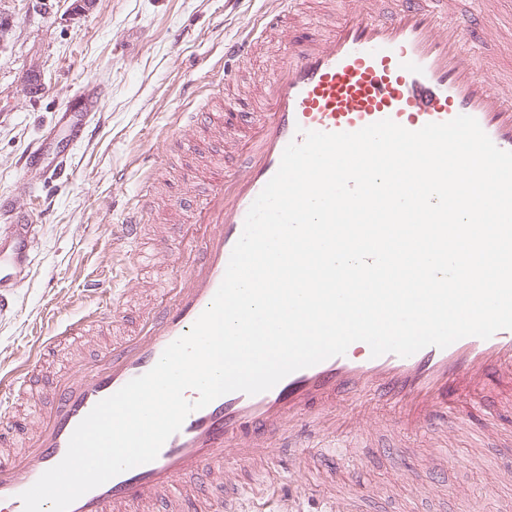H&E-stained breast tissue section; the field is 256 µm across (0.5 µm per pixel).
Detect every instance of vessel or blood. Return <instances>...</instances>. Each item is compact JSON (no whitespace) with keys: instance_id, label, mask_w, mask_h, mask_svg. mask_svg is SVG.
Segmentation results:
<instances>
[{"instance_id":"1","label":"vessel or blood","mask_w":512,"mask_h":512,"mask_svg":"<svg viewBox=\"0 0 512 512\" xmlns=\"http://www.w3.org/2000/svg\"><path fill=\"white\" fill-rule=\"evenodd\" d=\"M378 0H335L343 22L325 36L289 33L288 57L272 79L260 82V111L224 115V148L242 159L239 169L217 171L201 204L177 219L170 238L177 243L176 268L132 329L103 338L110 317L120 316L130 288L139 284L137 250L145 231V210L127 205L112 227V245L121 258L125 289L107 280L85 282L93 307L61 321L48 344L81 338L98 345L90 358L75 355L53 385L49 408L32 423L23 447L11 445L0 428V504L24 512L20 499L43 472L65 456L81 420L102 399L151 370L164 349L190 328L220 286L247 212L277 172L290 142L305 132H355L391 119L416 131L464 114L474 117L500 149L512 151V76L489 71L467 48L472 36L512 52V21L498 16L500 0H480L477 15L454 11L456 0H398L394 12L381 14ZM282 15L247 25L224 44L228 58L246 60L282 22ZM98 109L92 94H81L65 117L61 133L47 137L21 159L24 169L55 160L54 176L68 177L73 147L92 134L90 116ZM12 214L9 243L0 245V317L14 314L13 290L28 277L35 250V223H47L14 211L11 197L0 195V213ZM32 360L0 377V420L11 418L17 401L31 386ZM374 391L398 408L387 421L392 433L426 431L428 459L445 469L449 437L468 432L460 414L462 400L497 391L501 412L512 413V331L492 337L462 338L446 348L428 346L402 357H372L369 346L352 343L346 353L295 371L272 389L248 395L225 394L191 412L181 429L162 446L157 458L129 469L78 498L69 512H151L165 503L168 512H247L237 490L240 470L263 474L275 467L296 473L295 493L284 496L280 512H302L300 498L315 483L334 480L332 470L309 481L306 460L312 437L335 447L345 436L354 451L367 447L378 430L365 414L338 413V395ZM197 497L186 505L185 483ZM374 493L337 490L333 512H365Z\"/></svg>"}]
</instances>
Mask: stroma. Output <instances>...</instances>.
Here are the masks:
<instances>
[{
	"instance_id": "35a3bbf8",
	"label": "stroma",
	"mask_w": 512,
	"mask_h": 512,
	"mask_svg": "<svg viewBox=\"0 0 512 512\" xmlns=\"http://www.w3.org/2000/svg\"><path fill=\"white\" fill-rule=\"evenodd\" d=\"M77 0H0V19L10 24L0 46V193H13L18 180L46 185L52 223L42 225L31 277L18 288L16 313L0 321V375L11 371L49 335L62 318L78 315L90 301L81 284L108 270L112 226L124 205L144 203L149 234L139 250L140 278L161 284L170 264L151 261L153 235L172 225L170 203L202 200L212 178L198 157L232 167L223 143L203 124L170 139L166 127L180 112H217L219 102L200 96L188 102L186 84L205 85L225 65L224 44L254 19L278 14L279 0H92L86 11ZM287 28H280L239 65L236 95L260 108L254 83L271 77L284 59ZM104 95L93 119L90 141L72 152L71 175L49 180L45 170L20 171L28 146L45 138L84 84ZM156 164L157 186L141 190L142 166ZM428 435H404L399 448H362L352 465L357 488L375 487L408 512H428V489L447 512H497V501L512 495V481L495 483L492 473L512 463L505 448L483 449V466L463 460L467 439L448 443V468L434 471L427 457Z\"/></svg>"
}]
</instances>
